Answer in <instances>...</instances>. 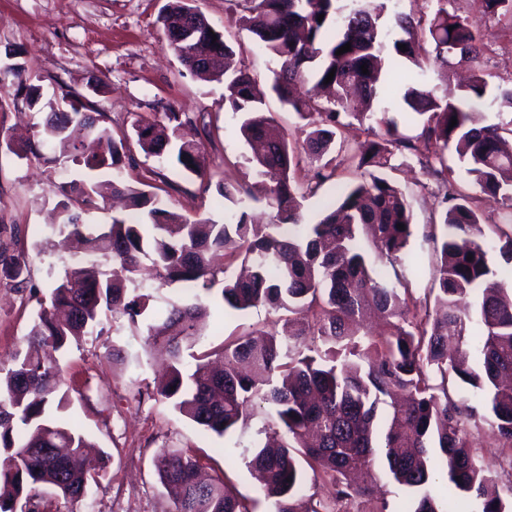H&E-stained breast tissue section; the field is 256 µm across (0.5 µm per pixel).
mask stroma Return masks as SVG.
I'll return each instance as SVG.
<instances>
[{"instance_id": "1", "label": "stroma", "mask_w": 512, "mask_h": 512, "mask_svg": "<svg viewBox=\"0 0 512 512\" xmlns=\"http://www.w3.org/2000/svg\"><path fill=\"white\" fill-rule=\"evenodd\" d=\"M169 0H0V66L8 51L21 54L28 83L42 101L65 94L78 96L87 111L104 115L112 131H132L140 121L154 118L173 106L196 117L188 133L204 144V178L187 176L172 154L145 157L135 152V163L125 168L157 186L168 208L188 218L223 221L230 202L217 191L222 182L251 180L250 149L238 132V115L224 109V87L202 82L189 74L170 50L158 18ZM211 25L226 39L241 43L243 65L266 79L274 63L254 44L251 35L230 26L232 0H195ZM486 52L481 65L493 84L512 85V16L483 21ZM37 108L18 97L10 111L0 112V224L12 228L10 248L27 267V287H15L0 277V367L10 366L16 354L28 348V333L39 302L66 270L79 266L76 249L59 244L50 228V202L57 187L77 182L82 169L61 158L47 164L19 153L26 140H37ZM359 134L336 154V174L307 194L302 202L306 222H316L324 206L335 198L340 184L359 173L355 154ZM389 176L404 188L413 213V235L408 249L419 257V267L407 274L415 298L432 286L436 261L430 237L440 212L436 181L429 179L416 158L394 156ZM147 308L137 324L127 318L104 319L99 332L86 335L62 361V376L70 388L64 418L77 424L93 443V457L102 469L87 497L58 500L52 512H174L175 505L159 481L154 458L160 450L176 449L197 457L208 474L230 480L252 512H274L272 500L257 488L241 457L225 458L236 437L219 438L176 413L169 401L154 395L164 362L147 342V328L167 302L184 294L182 283L147 281ZM210 325L204 343H220L256 328H272L286 310L265 307L227 315L211 304ZM125 358L112 359V348Z\"/></svg>"}]
</instances>
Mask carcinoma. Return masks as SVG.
Masks as SVG:
<instances>
[{
  "label": "carcinoma",
  "mask_w": 512,
  "mask_h": 512,
  "mask_svg": "<svg viewBox=\"0 0 512 512\" xmlns=\"http://www.w3.org/2000/svg\"><path fill=\"white\" fill-rule=\"evenodd\" d=\"M190 2L170 0L158 19L165 37L193 9ZM233 2L232 23L276 63L270 90L304 121L303 141L290 142L265 111L254 74L216 67L233 47L211 24L196 39L168 46L197 78L224 83V109L240 115V134L254 148L248 163L266 182L274 222L251 218L240 185H217L239 209L216 224L190 221L120 176L134 144L147 156L173 150L184 172L203 177L204 144L180 134L192 123L185 112L170 108L162 120L136 125L134 136L116 138L101 125L100 112L72 102L50 111L39 139L24 151L47 162L56 157L46 152H58L83 167L84 180L55 193L59 228L87 258L104 257L109 266L97 277L66 271L49 304H40L30 344L59 353L94 332L104 316L135 324L146 309L145 295L135 293L138 281L154 275L183 282L185 296L160 314L163 330L149 332L148 340L164 342L171 357L156 394L219 437L263 416L266 440H252L240 456L275 512H298L303 462L335 487L337 505L361 495L359 481L381 463L408 496L404 512H512V479L501 481L472 451L468 433L481 415L491 443L512 446V121L476 127L470 112L477 101L512 112V86L491 87L480 67L467 84L448 85L441 94L425 82L406 86L408 117L422 123L416 139L383 108V132L359 157L361 179L343 185L319 221L305 223L294 196L303 157L324 161L337 134L354 129L349 118L363 122L351 91L371 106L398 65L424 75L478 62L485 52L482 21L512 15V0H476L472 16L449 11V0H431L425 18L391 11L387 0ZM347 43L350 51L337 54ZM26 72L19 61L1 69L0 90L27 88ZM298 83L310 88L296 96ZM402 150L413 151L432 174L448 168L446 154L455 155L480 192L500 199L508 212L491 223L472 196L447 184V206L432 235L439 260L423 302L398 272L416 266L406 250L409 196L383 173ZM329 165L324 161L318 180L334 175L324 173ZM109 193L127 199V215L96 229L82 223V213ZM490 252L500 267L489 265ZM0 274L25 283L20 257L1 240ZM214 296L233 312L267 306L293 317L279 331L255 330L202 351L188 369L183 348L203 336ZM459 383L474 395H452ZM68 401L51 357L18 354L11 368L0 369V488H11L0 493V512H24L29 504L45 512L39 488L81 499L97 482L84 466L85 436L49 413ZM155 466L175 512H250L229 486L202 478L198 461L177 450H161Z\"/></svg>",
  "instance_id": "1"
}]
</instances>
